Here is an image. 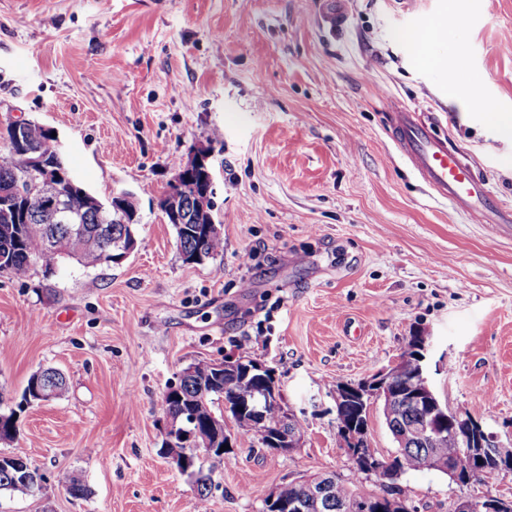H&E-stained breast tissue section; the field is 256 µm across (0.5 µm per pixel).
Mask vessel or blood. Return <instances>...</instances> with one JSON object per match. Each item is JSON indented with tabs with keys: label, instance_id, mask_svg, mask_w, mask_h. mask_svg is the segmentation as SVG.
<instances>
[{
	"label": "vessel or blood",
	"instance_id": "b4317fda",
	"mask_svg": "<svg viewBox=\"0 0 512 512\" xmlns=\"http://www.w3.org/2000/svg\"><path fill=\"white\" fill-rule=\"evenodd\" d=\"M347 18V0H324L321 19L325 25L339 28ZM390 138L433 198L480 224H512V209L501 207L482 170L464 162L462 150L436 134L432 120L420 119L406 108H395Z\"/></svg>",
	"mask_w": 512,
	"mask_h": 512
}]
</instances>
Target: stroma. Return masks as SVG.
<instances>
[{
	"label": "stroma",
	"instance_id": "35a3bbf8",
	"mask_svg": "<svg viewBox=\"0 0 512 512\" xmlns=\"http://www.w3.org/2000/svg\"><path fill=\"white\" fill-rule=\"evenodd\" d=\"M320 2L0 0V123L55 130L71 174L104 201L133 193L140 220L121 262L0 274V395L18 401L43 367L69 383L0 441L45 478L0 512H194L195 485L161 453L163 394L188 365L242 354L273 369L304 428L274 454L225 418L234 458L210 465V512H261L317 473L379 492L350 467L336 385L386 372L418 330L440 401L512 441V232L449 215L388 136L390 102L436 118L512 205V139L463 109L476 81L512 112V0H350L340 30ZM435 22L444 71L398 38ZM200 144L224 249L188 265L158 199ZM395 490L448 512L512 499V471L489 489L410 473ZM484 504L485 509L490 512L494 511H506L511 508L510 502L505 501L499 497H494L492 495H481L474 496L466 499H458L454 501L450 512H473L475 508L479 505L482 506ZM483 509L480 511L474 512H487Z\"/></svg>",
	"mask_w": 512,
	"mask_h": 512
}]
</instances>
